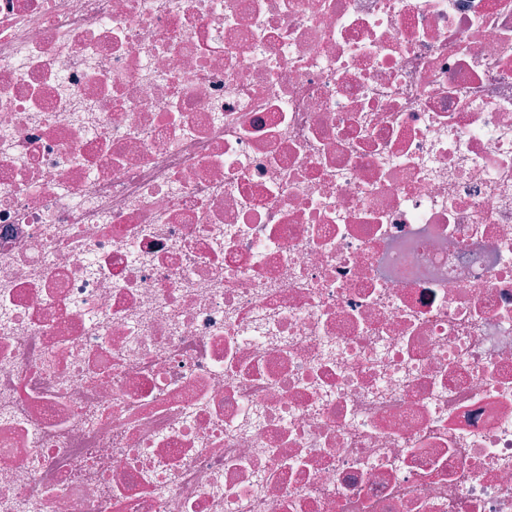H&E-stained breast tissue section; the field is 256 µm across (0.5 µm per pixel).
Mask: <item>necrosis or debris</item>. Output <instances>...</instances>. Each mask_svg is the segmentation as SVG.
Segmentation results:
<instances>
[{
    "instance_id": "obj_1",
    "label": "necrosis or debris",
    "mask_w": 512,
    "mask_h": 512,
    "mask_svg": "<svg viewBox=\"0 0 512 512\" xmlns=\"http://www.w3.org/2000/svg\"><path fill=\"white\" fill-rule=\"evenodd\" d=\"M0 512H512V0H0Z\"/></svg>"
}]
</instances>
